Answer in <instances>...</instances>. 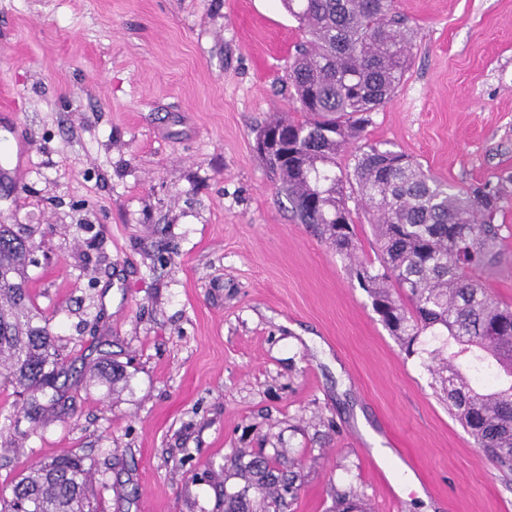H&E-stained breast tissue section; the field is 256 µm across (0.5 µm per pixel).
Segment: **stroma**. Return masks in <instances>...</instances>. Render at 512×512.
Here are the masks:
<instances>
[{
    "label": "stroma",
    "mask_w": 512,
    "mask_h": 512,
    "mask_svg": "<svg viewBox=\"0 0 512 512\" xmlns=\"http://www.w3.org/2000/svg\"><path fill=\"white\" fill-rule=\"evenodd\" d=\"M413 29L379 143L464 188L508 179L512 0H395ZM305 39L279 0H0V224H29L26 283L75 361L70 419L16 420L0 387V496L64 451L94 472L92 512H512V488L407 355L338 254L294 217L255 150L300 119L286 74ZM122 375L96 377L103 360ZM391 450L427 494L390 506ZM296 473L287 507L236 462Z\"/></svg>",
    "instance_id": "stroma-1"
}]
</instances>
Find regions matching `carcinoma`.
<instances>
[{"mask_svg": "<svg viewBox=\"0 0 512 512\" xmlns=\"http://www.w3.org/2000/svg\"><path fill=\"white\" fill-rule=\"evenodd\" d=\"M305 30L288 72L302 121L273 120L257 132L256 149L279 178V192L296 218L353 256L356 233L344 185L355 181L376 215L378 263L356 271L382 321L408 355L430 332L422 353L448 359L440 392L475 447L504 473L512 472V306L492 297L482 275L500 266L504 225L494 223L504 184L488 181L450 189L404 154L367 143L352 171H336V156L360 138L373 111L387 105L409 61L410 29L392 0H281ZM35 249L24 224H0V382L27 393L23 418L32 427L48 417L73 416L65 384L72 368L61 339L25 288ZM495 369L484 390L463 367ZM248 485L264 492L294 478L267 466L240 465ZM91 469L61 454L21 471L0 512H89Z\"/></svg>", "mask_w": 512, "mask_h": 512, "instance_id": "carcinoma-1", "label": "carcinoma"}]
</instances>
